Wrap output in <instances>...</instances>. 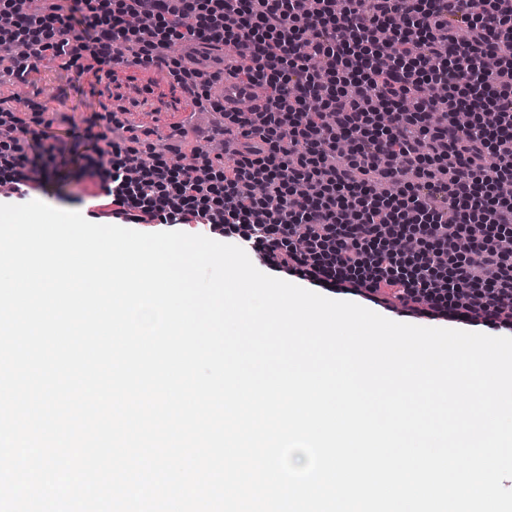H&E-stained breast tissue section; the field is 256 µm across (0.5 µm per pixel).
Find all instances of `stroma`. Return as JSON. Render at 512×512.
<instances>
[{"label":"stroma","mask_w":512,"mask_h":512,"mask_svg":"<svg viewBox=\"0 0 512 512\" xmlns=\"http://www.w3.org/2000/svg\"><path fill=\"white\" fill-rule=\"evenodd\" d=\"M24 85L30 107L39 109L49 133L66 137L68 131L96 123L100 114L111 109L132 111L136 123L151 129V141L159 150L177 146L189 155L206 149L205 129L219 128L220 114L181 113L176 107L175 88L164 71L151 77L136 71L109 80L93 73H79L63 60L46 59L35 70L17 75L10 57L0 58V99L15 105L17 85ZM31 199L61 210L99 211L107 198L99 180L89 179L80 165L52 168L42 186L30 193Z\"/></svg>","instance_id":"stroma-1"}]
</instances>
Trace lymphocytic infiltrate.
Segmentation results:
<instances>
[{"instance_id":"lymphocytic-infiltrate-1","label":"lymphocytic infiltrate","mask_w":512,"mask_h":512,"mask_svg":"<svg viewBox=\"0 0 512 512\" xmlns=\"http://www.w3.org/2000/svg\"><path fill=\"white\" fill-rule=\"evenodd\" d=\"M74 2L65 14L0 0V50L19 71L62 57L97 73L129 56L196 94L208 73L169 55L192 42L241 52L276 94L265 111L225 113L246 144L224 156L153 151L104 113L84 170L106 184L108 218L204 224L313 287L512 332V0ZM34 148L55 160L46 131L0 108V198L41 183Z\"/></svg>"}]
</instances>
